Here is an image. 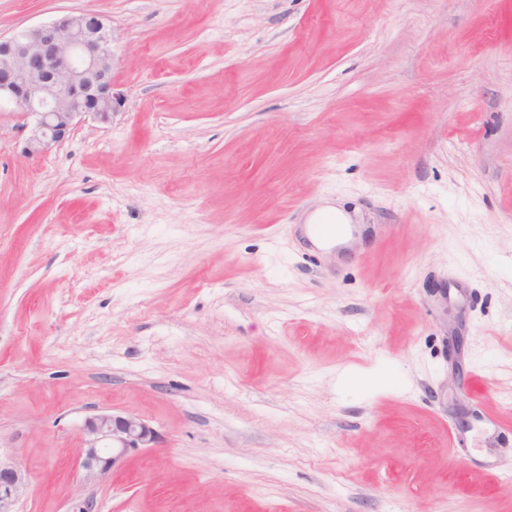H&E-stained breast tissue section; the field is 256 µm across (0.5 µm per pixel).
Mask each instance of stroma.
Returning a JSON list of instances; mask_svg holds the SVG:
<instances>
[{"label": "stroma", "instance_id": "obj_1", "mask_svg": "<svg viewBox=\"0 0 512 512\" xmlns=\"http://www.w3.org/2000/svg\"><path fill=\"white\" fill-rule=\"evenodd\" d=\"M85 12L112 122L25 157L0 101L17 512H512V0H0V36ZM112 410L159 439L85 477Z\"/></svg>", "mask_w": 512, "mask_h": 512}]
</instances>
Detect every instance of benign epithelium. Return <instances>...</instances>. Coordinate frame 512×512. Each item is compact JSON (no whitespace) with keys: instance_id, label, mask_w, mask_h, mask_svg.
Segmentation results:
<instances>
[{"instance_id":"obj_1","label":"benign epithelium","mask_w":512,"mask_h":512,"mask_svg":"<svg viewBox=\"0 0 512 512\" xmlns=\"http://www.w3.org/2000/svg\"><path fill=\"white\" fill-rule=\"evenodd\" d=\"M113 28L103 14L64 15L0 37V100L32 117L20 153L43 155L91 117L102 123L122 107L112 79ZM78 466L92 476L117 471L124 460L157 442L144 419L101 411L84 419ZM25 476L0 463V512H14Z\"/></svg>"}]
</instances>
